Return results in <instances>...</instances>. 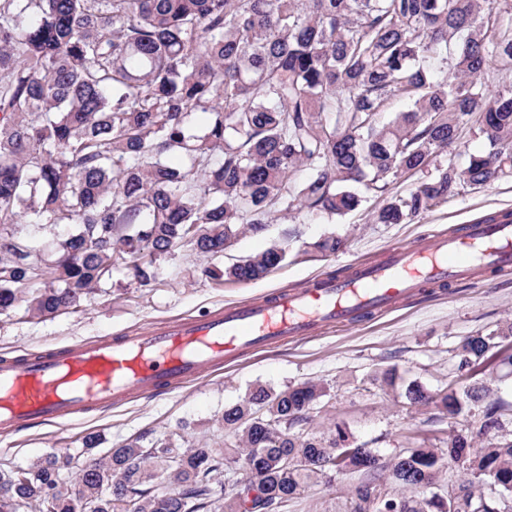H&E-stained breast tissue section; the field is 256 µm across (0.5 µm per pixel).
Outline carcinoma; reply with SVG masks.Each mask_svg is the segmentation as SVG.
Listing matches in <instances>:
<instances>
[{"label": "carcinoma", "mask_w": 512, "mask_h": 512, "mask_svg": "<svg viewBox=\"0 0 512 512\" xmlns=\"http://www.w3.org/2000/svg\"><path fill=\"white\" fill-rule=\"evenodd\" d=\"M493 70L512 72L508 2L0 0V315L64 313L114 268L148 282L180 244L222 256L277 211L345 215L361 203L353 184L382 198L375 223L407 224L512 177V82L489 89ZM392 98L410 109L383 122ZM472 121L486 151L437 164ZM419 173L414 189L392 192ZM58 224L75 232L45 245L40 230ZM343 247L334 236L314 244L325 256ZM286 258L273 246L202 273L257 282ZM511 337L512 322L466 337L459 368L484 365ZM488 395L482 383L406 392L449 418L481 407L482 430L500 431ZM324 396L313 382L254 387L224 409V427L240 433L230 447L147 446L141 434L98 455L90 436L80 455L0 468V512H278L358 471L371 478L352 512H504L512 499V438L477 448L461 431L383 463L340 428L295 431ZM457 461L466 477L440 486ZM227 463L242 471L228 491ZM160 480L171 489L158 492Z\"/></svg>", "instance_id": "cac0c4a2"}]
</instances>
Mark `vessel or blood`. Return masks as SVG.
Listing matches in <instances>:
<instances>
[{
	"mask_svg": "<svg viewBox=\"0 0 512 512\" xmlns=\"http://www.w3.org/2000/svg\"><path fill=\"white\" fill-rule=\"evenodd\" d=\"M478 268L512 274V224H471L448 237L394 244L384 262L356 267L350 278L324 276L203 318L1 358L0 432L172 392L247 352L353 324L425 284L464 280Z\"/></svg>",
	"mask_w": 512,
	"mask_h": 512,
	"instance_id": "1",
	"label": "vessel or blood"
}]
</instances>
